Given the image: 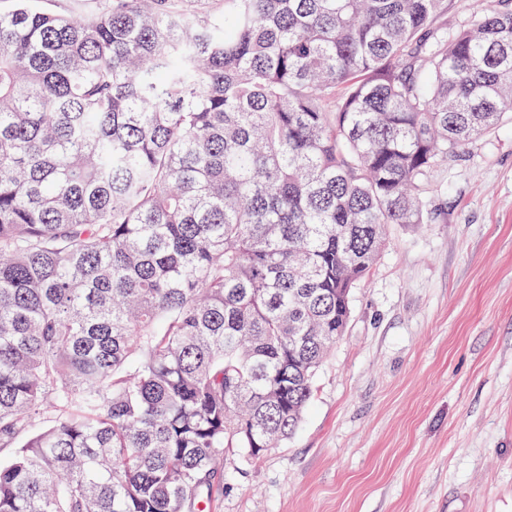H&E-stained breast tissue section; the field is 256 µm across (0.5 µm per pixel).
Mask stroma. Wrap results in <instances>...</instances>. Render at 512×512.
<instances>
[{
	"mask_svg": "<svg viewBox=\"0 0 512 512\" xmlns=\"http://www.w3.org/2000/svg\"><path fill=\"white\" fill-rule=\"evenodd\" d=\"M354 288L290 439L209 512H512V115L430 173Z\"/></svg>",
	"mask_w": 512,
	"mask_h": 512,
	"instance_id": "35a3bbf8",
	"label": "stroma"
}]
</instances>
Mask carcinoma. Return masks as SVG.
Listing matches in <instances>:
<instances>
[{
    "label": "carcinoma",
    "instance_id": "cac0c4a2",
    "mask_svg": "<svg viewBox=\"0 0 512 512\" xmlns=\"http://www.w3.org/2000/svg\"><path fill=\"white\" fill-rule=\"evenodd\" d=\"M0 11V512H195L296 430L389 224L512 114V0ZM495 0H450L448 15L445 20L448 25V35L469 27L483 13L496 5Z\"/></svg>",
    "mask_w": 512,
    "mask_h": 512
}]
</instances>
